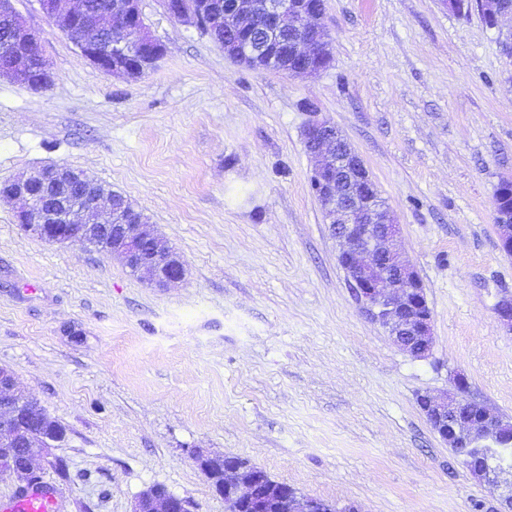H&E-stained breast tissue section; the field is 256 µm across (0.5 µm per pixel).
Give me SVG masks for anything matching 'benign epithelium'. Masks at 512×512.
Instances as JSON below:
<instances>
[{
    "label": "benign epithelium",
    "instance_id": "7a95c632",
    "mask_svg": "<svg viewBox=\"0 0 512 512\" xmlns=\"http://www.w3.org/2000/svg\"><path fill=\"white\" fill-rule=\"evenodd\" d=\"M43 15L67 34L80 53L106 74L137 78L164 56V45L154 38L145 22L140 0H116L102 15L90 16L84 0H38ZM454 14L477 12L485 24L505 36L504 54L512 59V6L502 0H440ZM172 17L207 25L224 16V52L248 66L264 70L265 56L276 53L282 33L293 28L297 37L288 42V67L284 71L316 75L330 63L331 50L321 19L324 0H161ZM0 18L7 20L5 46L21 50L41 43L16 11L13 0H0ZM20 84L29 83L32 64L15 57L0 66ZM308 153L317 157L312 173L313 194L321 203L327 223L339 244L338 261L344 268L362 308L383 328L394 344L415 357H427L433 347L432 314L423 283L414 266L399 251L400 227L381 199L380 191L362 159L327 119L313 118L304 129ZM71 167L53 165L22 173L0 184V199L18 201L16 221L22 230L51 244L89 247L100 235L112 230L109 255L150 283L164 287L181 281L186 264L180 253L150 224L129 220L125 205L108 197L89 199L72 192ZM53 179L61 195L59 206L44 209L32 188ZM494 223L501 251L512 255V208L494 203ZM467 381L459 377L454 392L426 393L418 403L430 426L442 441L453 447L459 442L481 447L480 463L468 459L462 465L478 482L495 480L512 468L502 456L512 449V433L501 428L503 418L488 406L464 397ZM23 392L10 374H0V447L24 448L19 463L9 462L8 472L25 477L38 474L31 448L37 442L49 446L39 429L30 428L19 437L17 400ZM220 460L224 479L211 483L212 491L229 504L228 512H265L282 500L288 512H334L329 503L304 496L286 482L271 479L262 468L227 455H196L198 467L211 475L210 464ZM134 512H191L190 503L170 492L162 497L141 496Z\"/></svg>",
    "mask_w": 512,
    "mask_h": 512
}]
</instances>
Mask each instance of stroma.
Here are the masks:
<instances>
[{
  "label": "stroma",
  "mask_w": 512,
  "mask_h": 512,
  "mask_svg": "<svg viewBox=\"0 0 512 512\" xmlns=\"http://www.w3.org/2000/svg\"><path fill=\"white\" fill-rule=\"evenodd\" d=\"M54 76H0V183L50 164L123 193L183 256L155 288L106 253L21 230L0 200V367L65 429L34 447L66 512H133L152 486L225 512L199 451L233 455L356 512H499L418 405L464 375L512 419V256L493 219L512 177V60L440 0H326L320 74L255 70L141 0L166 52L139 78L98 70L14 0ZM310 102L370 170L433 317L398 349L358 304L310 189Z\"/></svg>",
  "instance_id": "1"
}]
</instances>
